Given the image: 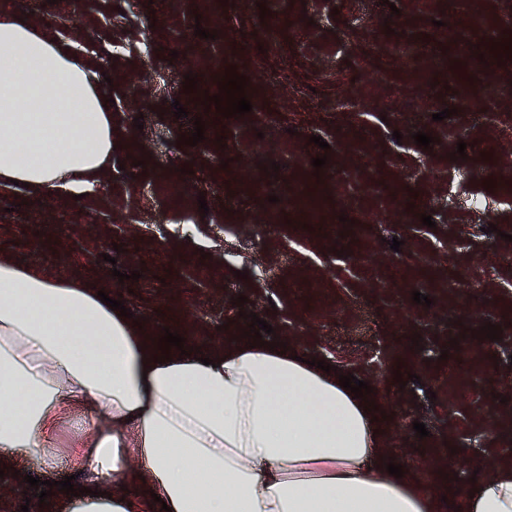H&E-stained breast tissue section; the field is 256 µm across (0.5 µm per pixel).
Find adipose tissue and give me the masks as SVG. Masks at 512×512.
Instances as JSON below:
<instances>
[{"label": "adipose tissue", "instance_id": "ef3b65f1", "mask_svg": "<svg viewBox=\"0 0 512 512\" xmlns=\"http://www.w3.org/2000/svg\"><path fill=\"white\" fill-rule=\"evenodd\" d=\"M115 143L88 63L0 14V185L92 184ZM97 292L0 255V449L52 476L43 437L73 418L86 491L60 512H442L423 471L389 475L379 424L338 371L246 340L163 361ZM134 466L152 507L123 490ZM462 512H512L511 461Z\"/></svg>", "mask_w": 512, "mask_h": 512}]
</instances>
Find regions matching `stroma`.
Returning <instances> with one entry per match:
<instances>
[{
    "label": "stroma",
    "mask_w": 512,
    "mask_h": 512,
    "mask_svg": "<svg viewBox=\"0 0 512 512\" xmlns=\"http://www.w3.org/2000/svg\"><path fill=\"white\" fill-rule=\"evenodd\" d=\"M264 9L280 22L274 47ZM472 9L471 0H0V13L38 24L100 75L118 142L81 199L0 186V253L100 284L157 335L233 342L256 314L273 328L268 342L367 382L388 461L407 472L423 459L437 465L443 512H461L472 480L512 460V202L486 185L512 166V57L493 70L479 59L512 39V0H483L477 28ZM198 27L214 38L195 36ZM405 41L430 47L442 70L425 81L405 68L394 52ZM230 66L246 78L251 112L199 114L185 75L204 69L215 84ZM179 104L186 117H175ZM447 108L452 117L436 120ZM199 118L202 142L179 145ZM420 131L429 148L416 145ZM461 141L466 155L453 159ZM315 177L318 230L276 202L285 185ZM175 180L204 194L208 214L168 194ZM476 190L489 211L470 208ZM418 199L433 226L422 225ZM135 270L139 279L118 281ZM416 291L428 303L413 302ZM489 323L500 340L483 339L480 357L459 368L457 339ZM400 373L420 381L400 388ZM39 474L34 462L7 463L0 512H57L60 491L26 499Z\"/></svg>",
    "instance_id": "35a3bbf8"
}]
</instances>
